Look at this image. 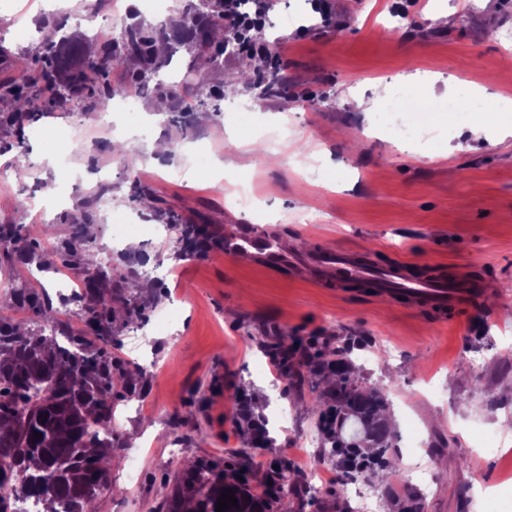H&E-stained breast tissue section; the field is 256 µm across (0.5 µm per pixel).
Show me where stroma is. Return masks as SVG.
I'll return each instance as SVG.
<instances>
[{
    "mask_svg": "<svg viewBox=\"0 0 512 512\" xmlns=\"http://www.w3.org/2000/svg\"><path fill=\"white\" fill-rule=\"evenodd\" d=\"M92 0H0L26 32L0 29V49L21 57L40 44V22L50 15L69 35L81 34L73 18ZM466 0H327L323 24L315 0H273L260 43H279L288 59L287 92L261 98L244 89L218 95L214 110H194L196 94L181 92L187 112L179 139L168 117L144 120L153 99L138 93L133 69H113L135 109L115 113L127 137L123 156L87 154L83 143L97 130L98 109L68 102L26 127L23 142L0 132V224H42L43 253H52L95 200V172L109 175L106 205H96L84 246L96 257L111 253L120 271L106 287L115 308L137 296L141 317L117 321L112 354L125 379L112 393L114 453L139 460L130 484L124 467L112 468L98 512H165L176 480L199 462L245 457L255 480L283 464L284 493L277 512H484L478 488L498 492L501 512H512V111L497 104L512 91L503 64L504 33L512 32V0L466 13ZM451 11L447 26L435 14ZM413 22L390 28L402 16ZM385 91L380 104L412 90L441 101L464 86L483 85L492 108L487 135L466 143L464 124L443 119L412 144L396 140L378 113L343 107L351 93ZM172 140L162 167L144 162L156 140ZM69 167L58 163L61 150ZM226 170H219V162ZM25 166V179L13 175ZM250 187L253 202L238 201L225 180ZM172 213L185 224H205L211 242L184 250L179 233L162 222ZM141 224L139 249L112 241L116 225ZM262 235L282 253H311L340 245L388 264L403 260L429 271L453 265L490 280L492 289L467 315L441 320L387 297L319 285L309 270L272 266L251 252L228 255V235ZM169 267L162 281L142 268ZM62 269L24 264L0 255V296L29 285L48 297L55 326H82L79 289L62 288ZM139 282L128 288L127 279ZM172 314L156 328L159 313ZM327 337L324 350L360 338L364 347L348 361L362 387L388 403L387 424L399 461L398 479L357 475L378 497L361 500L335 481V456L325 442L313 402L326 384L274 379L273 345ZM246 394L269 447L258 446L239 419L236 400ZM422 430V450L407 457L401 441L408 422ZM497 433L502 447L484 452L481 433Z\"/></svg>",
    "mask_w": 512,
    "mask_h": 512,
    "instance_id": "35a3bbf8",
    "label": "stroma"
}]
</instances>
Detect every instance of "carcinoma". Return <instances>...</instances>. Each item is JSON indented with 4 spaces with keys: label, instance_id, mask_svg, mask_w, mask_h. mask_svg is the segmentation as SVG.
<instances>
[{
    "label": "carcinoma",
    "instance_id": "cac0c4a2",
    "mask_svg": "<svg viewBox=\"0 0 512 512\" xmlns=\"http://www.w3.org/2000/svg\"><path fill=\"white\" fill-rule=\"evenodd\" d=\"M242 42L240 33L230 32L224 21V0H188L174 25L163 22L145 28L128 23L118 37L100 36L95 52L84 51L82 41L69 36L45 40L35 53L10 64L12 74L0 79V105L6 107L0 111V129L33 123L69 100L93 106L120 94L110 75L114 67L128 62L136 65L139 87L168 101L171 122L180 126L184 110L179 90H196L202 107L209 102L205 74L197 67L183 72L174 85L160 79L176 47L188 45L199 56L214 47L218 54L209 57L208 64L222 69L221 55L236 54ZM282 86L278 69L270 67L255 81L229 83L228 90L234 93L243 87L270 97L280 94ZM39 237L30 224H1L0 250L14 252L22 241L25 247L18 258L32 261L39 256ZM58 264L97 270L96 277L84 282L88 331L68 337L64 345L48 318L28 330L0 317V512H8L10 494L18 491L37 496L42 512H58L62 498L71 503V512H88L108 488V470L118 463L112 454V371H121V364L112 359V302L101 290L112 275L85 249L68 242L49 261L51 266ZM14 302L41 309L40 295L30 288L16 289ZM330 376L336 377V411L354 414L367 425L362 447L374 449L370 456L378 465L391 447L382 419L385 398L378 392H362L336 360L306 366L305 377L314 384ZM240 476L242 480L228 483L218 464H200L181 477L167 512H217L218 497L228 492L234 493L237 505L223 512H271L270 506L284 491L278 479L266 477L258 494L248 475Z\"/></svg>",
    "mask_w": 512,
    "mask_h": 512
}]
</instances>
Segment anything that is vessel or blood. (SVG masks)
<instances>
[{"label": "vessel or blood", "instance_id": "obj_1", "mask_svg": "<svg viewBox=\"0 0 512 512\" xmlns=\"http://www.w3.org/2000/svg\"><path fill=\"white\" fill-rule=\"evenodd\" d=\"M228 254L252 251L268 263L281 261L310 269L322 284L358 283L371 292L395 302H406L441 316L456 315L477 305L490 289L489 281H476L460 271L422 276L408 271L405 264L376 265L366 253L341 247L324 248L309 254L281 257L274 243L262 236H234L224 240Z\"/></svg>", "mask_w": 512, "mask_h": 512}]
</instances>
